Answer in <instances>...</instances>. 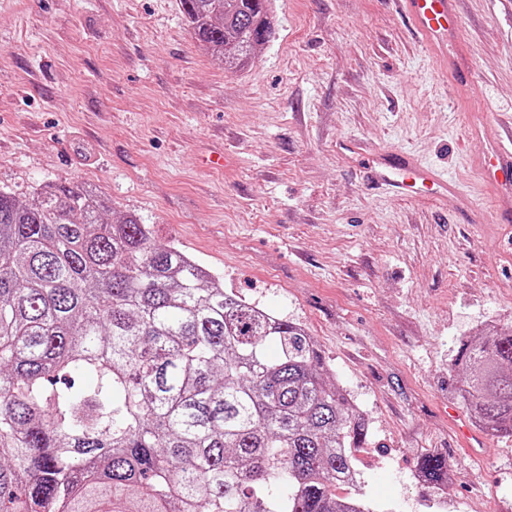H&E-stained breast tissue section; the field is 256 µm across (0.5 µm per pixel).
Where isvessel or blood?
<instances>
[{
    "label": "vessel or blood",
    "mask_w": 512,
    "mask_h": 512,
    "mask_svg": "<svg viewBox=\"0 0 512 512\" xmlns=\"http://www.w3.org/2000/svg\"><path fill=\"white\" fill-rule=\"evenodd\" d=\"M414 32L438 56L445 67L440 79H454L460 93H468L471 79L462 74V64L450 47L458 33L461 0H398ZM487 149L477 162L480 183L475 191H463L454 180L419 161L407 152H373L353 139L337 143L338 152L367 164L372 182L387 185L400 193L428 194L454 209H469L476 193L490 192L495 199L496 223L512 222V120L485 131Z\"/></svg>",
    "instance_id": "b4317fda"
}]
</instances>
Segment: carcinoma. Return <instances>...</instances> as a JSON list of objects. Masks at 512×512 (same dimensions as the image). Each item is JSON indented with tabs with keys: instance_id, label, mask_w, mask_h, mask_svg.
I'll use <instances>...</instances> for the list:
<instances>
[{
	"instance_id": "cac0c4a2",
	"label": "carcinoma",
	"mask_w": 512,
	"mask_h": 512,
	"mask_svg": "<svg viewBox=\"0 0 512 512\" xmlns=\"http://www.w3.org/2000/svg\"><path fill=\"white\" fill-rule=\"evenodd\" d=\"M269 4L179 0L227 69L275 34ZM105 213L85 186L0 189V512H372L336 494L369 428L306 330ZM455 365L476 424L512 438V328ZM419 470L451 481L438 454Z\"/></svg>"
}]
</instances>
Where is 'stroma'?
<instances>
[{
	"mask_svg": "<svg viewBox=\"0 0 512 512\" xmlns=\"http://www.w3.org/2000/svg\"><path fill=\"white\" fill-rule=\"evenodd\" d=\"M273 38L230 72L178 0H0V188L96 187L232 292L301 324L364 411L357 497L375 512H512V441L448 383L460 342L512 326V223L375 188L352 137L449 176L512 113V5L464 0L479 110L443 87L394 0H271ZM436 453L439 490L418 477ZM419 470L427 483L439 487L448 485L452 470L448 460L438 454L427 453L419 462Z\"/></svg>",
	"mask_w": 512,
	"mask_h": 512,
	"instance_id": "stroma-1",
	"label": "stroma"
}]
</instances>
